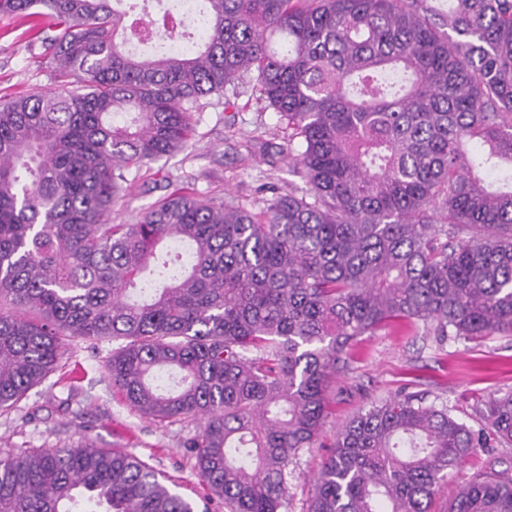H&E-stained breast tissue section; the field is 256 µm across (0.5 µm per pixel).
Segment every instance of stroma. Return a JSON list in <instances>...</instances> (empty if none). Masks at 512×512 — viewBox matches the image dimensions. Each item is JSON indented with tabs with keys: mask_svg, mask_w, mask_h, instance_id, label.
<instances>
[{
	"mask_svg": "<svg viewBox=\"0 0 512 512\" xmlns=\"http://www.w3.org/2000/svg\"><path fill=\"white\" fill-rule=\"evenodd\" d=\"M53 67L41 55L30 21L0 16V99L39 89L58 90ZM194 133L178 152L126 171L127 190L113 215L129 224L175 191L234 200L260 211L273 195H303L307 184L288 158L291 131L250 78L223 96L201 100ZM116 344L68 337L58 368L15 408L0 413V450L76 447L123 448L178 485L180 494L206 512H225L210 500L183 441L190 420L159 423L142 416L104 381L102 363ZM346 367L329 395L324 439L338 426L400 390L424 391L447 404L460 422L475 425L477 409L490 396L512 392V336L437 342L423 323L400 322L358 338L346 350ZM329 455L313 447L300 452L290 480L288 512H308L315 479ZM512 475V446L480 448L438 486L430 512H448L456 488L475 473Z\"/></svg>",
	"mask_w": 512,
	"mask_h": 512,
	"instance_id": "1",
	"label": "stroma"
}]
</instances>
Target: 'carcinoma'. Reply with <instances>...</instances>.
<instances>
[{"label":"carcinoma","instance_id":"cac0c4a2","mask_svg":"<svg viewBox=\"0 0 512 512\" xmlns=\"http://www.w3.org/2000/svg\"><path fill=\"white\" fill-rule=\"evenodd\" d=\"M0 0L46 20L64 89L0 104V411L52 373L63 336L135 410L199 421L185 447L227 512H282L356 338L421 321L444 342L512 334V0ZM254 72L292 126L307 192L253 212L173 192L112 223L124 170L187 143L200 98ZM468 426L417 393L336 433L311 512H429L476 448L512 444V393ZM0 512H197L124 450L0 452ZM448 512H512L485 471Z\"/></svg>","mask_w":512,"mask_h":512}]
</instances>
